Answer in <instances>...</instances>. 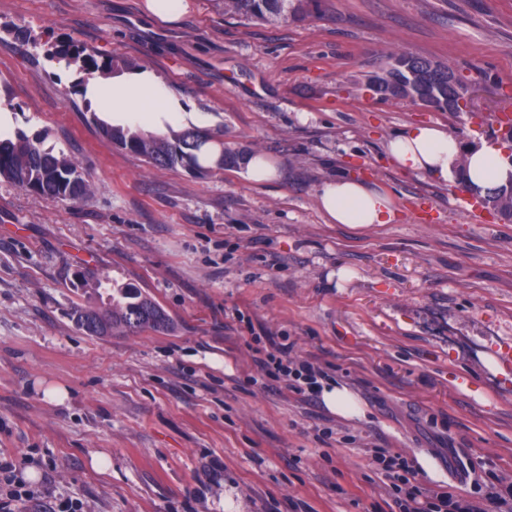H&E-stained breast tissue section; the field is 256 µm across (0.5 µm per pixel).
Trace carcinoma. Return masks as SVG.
I'll use <instances>...</instances> for the list:
<instances>
[{
	"instance_id": "1",
	"label": "carcinoma",
	"mask_w": 512,
	"mask_h": 512,
	"mask_svg": "<svg viewBox=\"0 0 512 512\" xmlns=\"http://www.w3.org/2000/svg\"><path fill=\"white\" fill-rule=\"evenodd\" d=\"M316 0H224V13L247 21L288 23L303 21ZM47 55L66 65L76 64L92 75L99 70L112 71L116 61L100 64L86 49L71 42L47 50ZM448 63L410 51L393 54L379 71L367 76L368 89L380 100H408L445 112H465L469 89L459 81L448 83ZM100 135L116 146L138 155L157 168L178 165L200 171V154L210 143V134L191 126L173 131L168 137L133 131L130 128L103 124ZM243 159L240 151L225 146L220 149L217 166L233 167ZM0 178L28 191L62 201H77L92 190L87 171L70 155L42 146V136L32 137L23 131L12 137H0ZM485 198L506 220L512 219V178ZM71 316L77 326L90 335L138 333L145 329L167 331L172 327L164 309L135 285H127L108 294L100 307L77 305Z\"/></svg>"
}]
</instances>
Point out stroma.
Masks as SVG:
<instances>
[{
  "label": "stroma",
  "instance_id": "1",
  "mask_svg": "<svg viewBox=\"0 0 512 512\" xmlns=\"http://www.w3.org/2000/svg\"><path fill=\"white\" fill-rule=\"evenodd\" d=\"M142 0H0L1 134H44L94 193L0 179V502L10 512H403L374 451L418 481L485 499L512 482V223L470 218L461 192L402 172L386 144L439 123L464 142L512 116V0H321L271 26L188 0L162 25ZM72 41L160 76L196 126L278 168L159 169L102 139L111 113L44 47ZM406 50L447 62L472 112L382 101L367 75ZM368 179L398 211L353 229L323 183ZM134 284L173 326L91 336L76 269ZM291 338L364 412L346 418L258 369ZM467 386H460V379ZM19 490L12 498L10 490ZM242 175L251 183L262 184L274 180L277 176V171L263 156L258 155L251 157L247 161Z\"/></svg>",
  "mask_w": 512,
  "mask_h": 512
}]
</instances>
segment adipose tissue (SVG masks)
<instances>
[{
  "label": "adipose tissue",
  "mask_w": 512,
  "mask_h": 512,
  "mask_svg": "<svg viewBox=\"0 0 512 512\" xmlns=\"http://www.w3.org/2000/svg\"><path fill=\"white\" fill-rule=\"evenodd\" d=\"M90 91L109 101L114 113L156 130L184 119L181 101L172 95L163 80L148 70L116 75L107 88L91 84ZM387 153L403 172L424 173L444 182L455 180L459 159H466L469 184L484 192L498 188L512 177V164L500 145L490 140L464 145L440 124L405 127L388 141ZM319 202L334 224L366 228L388 224L394 219L388 195L351 177L324 183Z\"/></svg>",
  "instance_id": "obj_1"
}]
</instances>
